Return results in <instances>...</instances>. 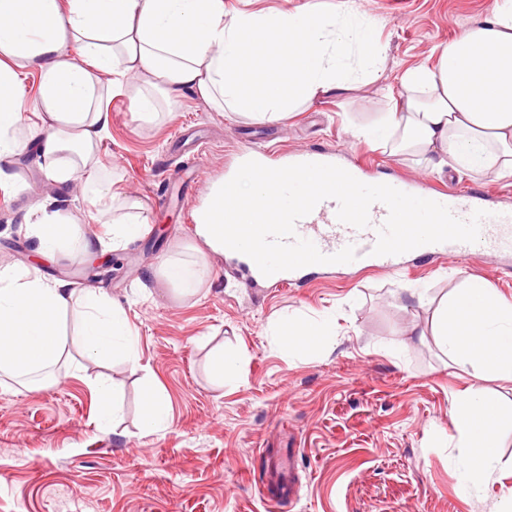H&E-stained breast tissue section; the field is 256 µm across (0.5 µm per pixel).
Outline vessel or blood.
Segmentation results:
<instances>
[{
	"label": "vessel or blood",
	"mask_w": 512,
	"mask_h": 512,
	"mask_svg": "<svg viewBox=\"0 0 512 512\" xmlns=\"http://www.w3.org/2000/svg\"><path fill=\"white\" fill-rule=\"evenodd\" d=\"M483 191L480 188H469L466 194L454 191H430L427 199L448 206L459 219H469L472 213L483 208ZM338 203L327 199L320 202L307 216L298 220L296 224L297 236L312 241L317 248L326 255H332L346 246H354L357 258L353 265L357 268H369L384 272L400 270L406 262L405 255H373L372 249L377 240V232L384 224L388 209L384 204H373L369 211L370 224L363 229L338 221L336 213ZM481 246L490 252L502 250L512 251V210H495L482 220L480 225V240L472 245L465 242H445L420 246L414 249L417 257L440 258L451 256L460 260L466 259L474 246ZM225 257L231 258L239 271L256 281H267L273 287L284 288L302 280L308 274L307 268L293 271H280L270 276H263L256 264L246 255L225 250Z\"/></svg>",
	"instance_id": "obj_1"
}]
</instances>
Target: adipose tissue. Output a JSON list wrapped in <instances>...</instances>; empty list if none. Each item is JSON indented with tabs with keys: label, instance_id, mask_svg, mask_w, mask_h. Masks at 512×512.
Wrapping results in <instances>:
<instances>
[{
	"label": "adipose tissue",
	"instance_id": "ef3b65f1",
	"mask_svg": "<svg viewBox=\"0 0 512 512\" xmlns=\"http://www.w3.org/2000/svg\"><path fill=\"white\" fill-rule=\"evenodd\" d=\"M362 23L321 13L312 0L297 12L224 13V0H0V183L11 160L35 156L53 181L82 178L112 238L129 242L145 222L116 215L111 181L96 158L112 114L101 105L113 76L127 78L129 98L144 119L157 115L156 96L189 90L215 109L276 122L323 94L348 90L349 56L360 44L364 81L378 77L385 48L361 38ZM38 72L35 102L19 90L21 74ZM40 134L26 136L29 116ZM366 143H390L436 168L479 173L496 165L512 172V0H498L482 22L464 29L442 50L441 64L402 76L401 105L362 128ZM243 224L277 204L262 179L238 176L232 190L214 183L197 208V237L224 253L225 205ZM30 231L43 254L75 239L53 197L37 206ZM79 308L76 336L86 357L122 353L136 363L137 338L123 310L98 288L71 289L34 272L0 270V377L21 389L39 388L68 351L61 322Z\"/></svg>",
	"mask_w": 512,
	"mask_h": 512
}]
</instances>
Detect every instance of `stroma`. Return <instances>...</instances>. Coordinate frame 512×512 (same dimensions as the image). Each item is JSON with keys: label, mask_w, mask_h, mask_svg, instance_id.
Masks as SVG:
<instances>
[{"label": "stroma", "mask_w": 512, "mask_h": 512, "mask_svg": "<svg viewBox=\"0 0 512 512\" xmlns=\"http://www.w3.org/2000/svg\"><path fill=\"white\" fill-rule=\"evenodd\" d=\"M352 10L386 46L375 82H357L276 123L214 111L182 93L150 122L133 112L125 81L103 104L112 123L100 170L122 205L147 220L139 240L112 253L65 247L45 257L28 227L31 207L54 196L77 235L109 239L80 185L53 183L29 155L15 157L0 186V268H29L72 288H101L117 301L138 337L137 363L115 354L103 367L87 358L61 364L55 382L23 393L0 387V512H512V431L500 440L494 476L479 489L462 479L450 415L452 394L469 367L449 360L429 335L441 302L468 277L512 300V256L474 248L462 261L411 262L394 273L341 269L302 287L252 288L224 281V260L185 229L190 206L236 170L238 150L278 142L271 163L323 147L372 178L425 188L476 185L512 209V175L437 170L392 146L357 136L400 99L401 74L438 66L440 51L497 0H316ZM195 167L188 202L158 198ZM204 269L197 291L182 294L160 273L164 262ZM335 317L311 353L282 338L303 318ZM240 356L234 382L219 383L218 352ZM121 404L97 423L100 378ZM169 399L170 425L147 434L144 392Z\"/></svg>", "instance_id": "1"}]
</instances>
